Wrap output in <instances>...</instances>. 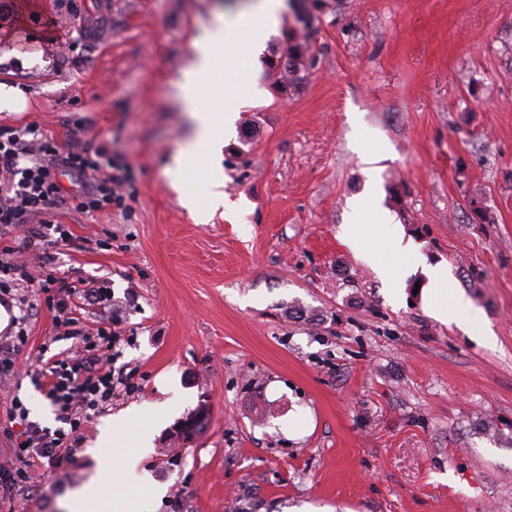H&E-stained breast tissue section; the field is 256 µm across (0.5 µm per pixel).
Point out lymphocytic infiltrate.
I'll return each instance as SVG.
<instances>
[{
    "label": "lymphocytic infiltrate",
    "instance_id": "obj_1",
    "mask_svg": "<svg viewBox=\"0 0 512 512\" xmlns=\"http://www.w3.org/2000/svg\"><path fill=\"white\" fill-rule=\"evenodd\" d=\"M62 173L78 185L72 198L64 196L58 180ZM124 183V174L112 164L110 143H77L63 153L38 124L0 126V231L26 230L18 242L0 247V302L17 299L21 311L11 344L0 346V379L15 376L14 354L29 341L34 304L22 294L26 287L36 286L38 298L53 312L58 335L75 342L70 351L52 355L34 372L59 427L52 430L30 421L21 398L10 400V418L19 428L10 456L0 459L1 498L35 487L44 468L72 461L93 417L120 392L138 388L134 373L112 367L119 315L83 322V309L104 305L110 291L79 290L59 276L54 252L68 245L72 233L49 219L67 200L87 214L122 205Z\"/></svg>",
    "mask_w": 512,
    "mask_h": 512
}]
</instances>
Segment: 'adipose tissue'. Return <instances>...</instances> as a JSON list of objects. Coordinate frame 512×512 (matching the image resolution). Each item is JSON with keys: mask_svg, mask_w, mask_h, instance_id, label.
Wrapping results in <instances>:
<instances>
[{"mask_svg": "<svg viewBox=\"0 0 512 512\" xmlns=\"http://www.w3.org/2000/svg\"><path fill=\"white\" fill-rule=\"evenodd\" d=\"M286 0H258L256 9L260 23H252L241 15L231 21L217 20L194 44V57L181 72L180 84L185 93L183 109L191 123V137L165 170L182 196L184 205L192 210L199 223H206L212 212L224 205L222 180L214 179L198 188L192 184L190 161L218 166L222 159L224 135L234 127L239 109L256 78V68L239 71L232 66L225 46L244 42L252 59H259L266 41L276 34ZM223 99L220 111H210L212 96ZM429 314L439 321H456L458 310L466 302L454 288L446 269L438 267L431 274ZM159 405L145 403L119 412L101 427L95 445L97 469L83 486L65 496L62 512H154L153 507L163 492L153 488L150 497L130 494L133 484H146L140 466L152 439L155 422L160 418Z\"/></svg>", "mask_w": 512, "mask_h": 512, "instance_id": "adipose-tissue-1", "label": "adipose tissue"}]
</instances>
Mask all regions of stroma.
I'll return each mask as SVG.
<instances>
[{
    "label": "stroma",
    "instance_id": "1",
    "mask_svg": "<svg viewBox=\"0 0 512 512\" xmlns=\"http://www.w3.org/2000/svg\"><path fill=\"white\" fill-rule=\"evenodd\" d=\"M305 36L312 64L281 93L262 69L221 162L232 216L196 223L165 175L189 122L180 74L219 15L256 0H14L0 12V81L60 151L112 145L124 204L54 213L58 263L122 307L115 368L137 392L112 412L174 398L141 466L156 512H512V0H334ZM82 49L72 54L69 45ZM44 67L4 68L5 52ZM381 207L393 221L358 218ZM493 221L472 224L474 206ZM396 238L379 278L346 236ZM444 265L496 336L427 313ZM46 306L0 381L30 402L43 354L70 348ZM206 426L179 444L200 404ZM90 429L0 512H62L95 472Z\"/></svg>",
    "mask_w": 512,
    "mask_h": 512
}]
</instances>
